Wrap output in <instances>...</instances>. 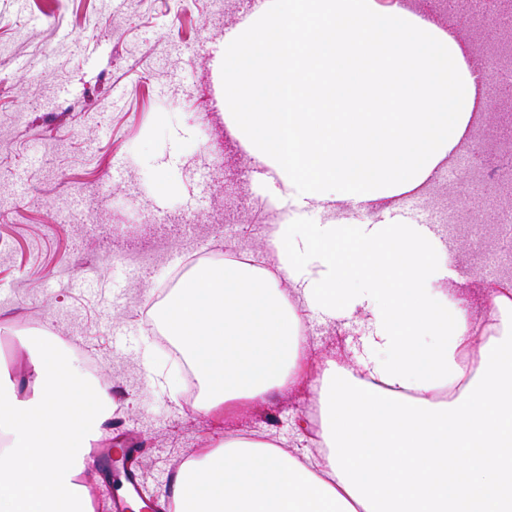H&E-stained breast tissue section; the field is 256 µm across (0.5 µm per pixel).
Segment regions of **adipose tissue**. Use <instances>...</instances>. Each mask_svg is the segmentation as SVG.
Here are the masks:
<instances>
[{"instance_id": "1", "label": "adipose tissue", "mask_w": 512, "mask_h": 512, "mask_svg": "<svg viewBox=\"0 0 512 512\" xmlns=\"http://www.w3.org/2000/svg\"><path fill=\"white\" fill-rule=\"evenodd\" d=\"M453 27L404 0H261L224 36V120L294 210H377L467 142L485 87ZM275 270L193 268L159 310L215 419L305 378L318 455L270 433L187 456L167 512H512V290L488 313L436 283L455 254L428 226L269 225ZM292 296H285L281 282ZM358 325L355 361L309 362L305 316ZM32 391L0 390V512H97L79 483L112 398L40 349Z\"/></svg>"}]
</instances>
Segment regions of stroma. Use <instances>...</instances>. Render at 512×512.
Returning <instances> with one entry per match:
<instances>
[{"mask_svg": "<svg viewBox=\"0 0 512 512\" xmlns=\"http://www.w3.org/2000/svg\"><path fill=\"white\" fill-rule=\"evenodd\" d=\"M254 0H0V373L29 393L30 338L47 328L78 367L96 357L112 384L111 448H132L140 495L151 512L184 458L224 434L271 432L290 452L315 450L311 380L241 407L223 425L160 385L183 366L150 335L141 311L162 290L170 259L207 246L223 217L224 252L274 258L265 244L269 198L252 186L246 153L225 142L224 33ZM417 11L474 39L478 64L494 67L504 0L471 12L467 0H417ZM495 68V67H494ZM498 70V69H497ZM490 115L457 156L461 204L422 196L398 203L408 222L468 228L479 203L497 223L498 170L512 165V68L498 70ZM173 184L157 192V171ZM512 241L495 235L474 253L467 287L442 292L484 316L497 287L496 260ZM311 360L354 361L359 334L311 315ZM152 368H145V361Z\"/></svg>", "mask_w": 512, "mask_h": 512, "instance_id": "obj_1", "label": "stroma"}]
</instances>
